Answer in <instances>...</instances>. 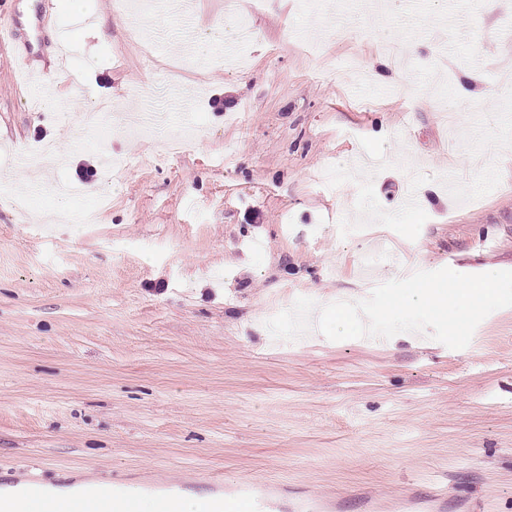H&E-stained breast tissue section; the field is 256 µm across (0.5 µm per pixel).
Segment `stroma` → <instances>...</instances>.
I'll list each match as a JSON object with an SVG mask.
<instances>
[{"mask_svg":"<svg viewBox=\"0 0 512 512\" xmlns=\"http://www.w3.org/2000/svg\"><path fill=\"white\" fill-rule=\"evenodd\" d=\"M134 2L62 7L35 111L0 44V473L512 512V307L459 350L261 337L301 296L512 270V0ZM390 45L394 82L351 74Z\"/></svg>","mask_w":512,"mask_h":512,"instance_id":"stroma-1","label":"stroma"}]
</instances>
